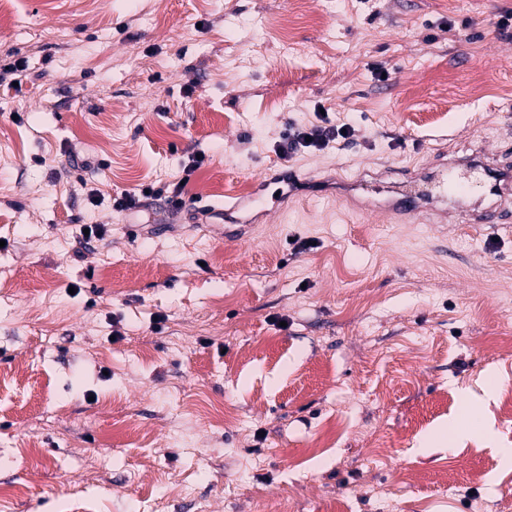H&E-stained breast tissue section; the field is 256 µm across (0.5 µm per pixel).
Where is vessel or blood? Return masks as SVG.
<instances>
[{
	"mask_svg": "<svg viewBox=\"0 0 512 512\" xmlns=\"http://www.w3.org/2000/svg\"><path fill=\"white\" fill-rule=\"evenodd\" d=\"M462 209L467 224L512 222V169L481 158L455 160L396 186L382 213L408 224L425 215H446L448 206Z\"/></svg>",
	"mask_w": 512,
	"mask_h": 512,
	"instance_id": "obj_1",
	"label": "vessel or blood"
}]
</instances>
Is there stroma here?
<instances>
[{
  "instance_id": "35a3bbf8",
  "label": "stroma",
  "mask_w": 512,
  "mask_h": 512,
  "mask_svg": "<svg viewBox=\"0 0 512 512\" xmlns=\"http://www.w3.org/2000/svg\"><path fill=\"white\" fill-rule=\"evenodd\" d=\"M505 15L21 0L0 29V60H28L0 95V512H512V226L395 223L344 185L512 163ZM324 119L353 137L292 162L341 181L250 204L289 125ZM199 152L182 210H113ZM235 201L253 229L228 241ZM465 413L491 436L447 433Z\"/></svg>"
}]
</instances>
